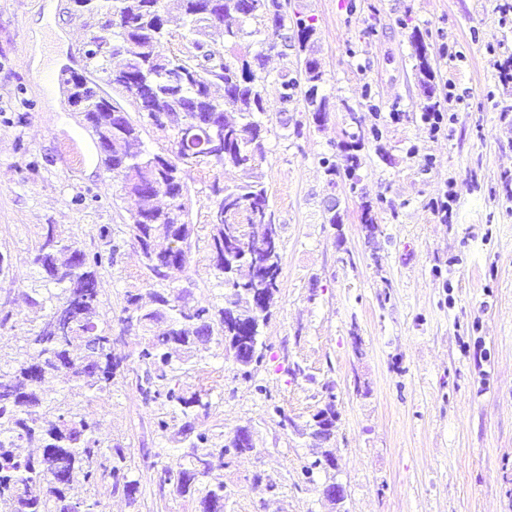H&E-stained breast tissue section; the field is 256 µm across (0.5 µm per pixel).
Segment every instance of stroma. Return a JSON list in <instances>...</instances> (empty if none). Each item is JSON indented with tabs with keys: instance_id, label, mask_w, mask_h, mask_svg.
<instances>
[{
	"instance_id": "obj_1",
	"label": "stroma",
	"mask_w": 512,
	"mask_h": 512,
	"mask_svg": "<svg viewBox=\"0 0 512 512\" xmlns=\"http://www.w3.org/2000/svg\"><path fill=\"white\" fill-rule=\"evenodd\" d=\"M312 18L307 49L270 53L255 169L280 226L282 270L261 328L263 358L242 368L224 345L197 352L177 374L206 394L199 430L223 443L241 428L253 447L224 456V512H512V0H282ZM53 24H46V17ZM91 21L73 0H0V354L26 345L29 304L43 289L33 264L42 227L87 251L104 249L101 226L122 231L132 207L110 180L82 112L58 77L83 71ZM419 34L435 78L425 95L411 56ZM325 73L314 120L303 97L280 101L273 78L304 77L306 57ZM444 119L430 132L426 99ZM359 135L356 180L328 175ZM241 170L191 168L194 228L187 276L196 301L224 304L206 246L217 204L213 184ZM96 203L76 205L78 196ZM450 201L441 218L434 202ZM372 205L368 234L362 208ZM342 221H325L328 206ZM139 248L127 241L101 272L99 313L116 319L133 288L148 289ZM124 374L86 401L66 378L49 401L79 405L100 437L121 444L135 498L109 483L82 489L97 512H201L203 488L160 486L158 473L187 467L171 407L144 404L139 331L113 329ZM338 413L328 443L309 435L327 401ZM169 428L160 431L159 420ZM331 469L315 467L324 452ZM340 484L345 498L323 494Z\"/></svg>"
}]
</instances>
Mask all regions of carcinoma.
Listing matches in <instances>:
<instances>
[{"instance_id": "1", "label": "carcinoma", "mask_w": 512, "mask_h": 512, "mask_svg": "<svg viewBox=\"0 0 512 512\" xmlns=\"http://www.w3.org/2000/svg\"><path fill=\"white\" fill-rule=\"evenodd\" d=\"M215 11L228 17L238 15L254 24L246 30L212 24L202 14L201 0H112L92 32L86 49V71L74 73L64 82L68 102L82 101L81 112L96 136L101 163L120 182L127 195L134 193L133 181L153 184L158 191L137 198L130 213L127 233L140 244L144 268L151 280L161 285L151 289L150 304L142 294L129 291L118 323L135 326L147 334L138 351L145 366L144 378L137 389L147 404L161 402L180 412L184 456L190 466L174 473L160 471L159 486L173 484L188 493L201 480L213 478L224 467V452L239 449L233 437L222 446L204 432L196 431L198 416L209 402L197 393L187 394L174 381L173 363L185 362L191 353L222 343L257 320H266L268 310L252 307L242 294L254 288L276 291L282 269V244L267 242L271 224L266 189L262 182L247 176L233 186H213L220 196L223 215L211 223L207 247L224 287L229 290L227 306L220 308L192 304L162 284H174L186 276L192 252L193 224L186 201L189 196L187 174L201 163L230 165L246 172L263 158L261 125L255 114L264 111L267 76L258 73L266 55L274 51L272 31L288 30V15L282 0H216ZM184 23V51H168L171 13ZM300 48L315 34L314 26L300 17L293 22ZM214 30L224 38V50L217 52L206 40ZM258 37L259 49L244 45L245 38ZM125 50L122 74L109 67L112 46ZM412 57L425 78L433 66L424 42L413 38ZM308 89L304 93L307 110L320 120L329 111V101L318 96L323 81L320 63L305 60ZM107 85L133 100L142 97L145 106L137 109L134 120L102 85ZM224 87V111L209 112L202 122L172 127L173 143L180 154L189 156L181 165L166 154H155L154 166L140 167L127 160L133 153L147 157L142 133L145 126L163 127V121H175L189 110L210 106L213 88ZM284 104L294 100L297 82L283 75L277 81ZM234 112L236 119L227 117ZM219 130L224 136V155L210 154L211 137ZM344 173L352 178L362 158L355 145L344 146ZM159 196L168 199L164 207L155 204ZM106 249L87 252L74 241L62 238L54 225L43 228L33 263L42 278L55 286L41 298H30L35 316L30 322L28 348L36 355L19 354L13 358L7 380L0 381V512H94L92 504L78 496L76 484L94 487L108 480L113 489H122L133 497L137 483L129 477L130 466L122 446L104 444L97 436V422L63 402L47 401L42 396L45 383L63 374L72 383L71 390L91 401L109 390L112 379L123 368V360L112 354V328L99 325L100 270L118 263L122 245L100 228ZM78 287L82 300L72 312V323L65 336L53 332L58 311L69 302L70 289ZM260 332L250 330L243 344L244 355L255 362L262 359ZM38 439L43 453L24 456L16 451L19 443ZM224 482L215 479L205 486L200 504L202 512H224Z\"/></svg>"}]
</instances>
